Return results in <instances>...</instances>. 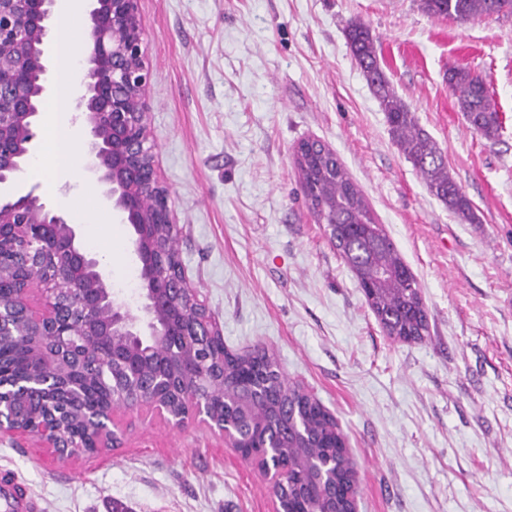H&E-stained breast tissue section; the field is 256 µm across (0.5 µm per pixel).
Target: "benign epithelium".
<instances>
[{
  "label": "benign epithelium",
  "instance_id": "obj_1",
  "mask_svg": "<svg viewBox=\"0 0 512 512\" xmlns=\"http://www.w3.org/2000/svg\"><path fill=\"white\" fill-rule=\"evenodd\" d=\"M56 0H0V186L27 166L40 136L42 103L52 90L51 36ZM90 48L78 71L75 107L84 131V166L104 186L103 200L132 228L131 244L143 274L141 315L112 295L108 273L81 241L78 225L53 211L34 191L0 200V345L24 353L32 377L22 386L0 384V441H29L51 448L59 460L112 448V398L86 404L81 440L70 420L51 405L83 395V378L103 362L118 363L114 336L181 337L157 363L155 384L178 387L187 397L205 379L191 369L193 350L224 341L200 291L187 280L181 260L165 245L163 228L178 229L167 189L160 183L149 141L143 27L138 0H87ZM40 306L25 303L34 287ZM98 344L87 355L72 337ZM168 423L208 424L273 489L276 512L288 486V458L260 446L224 422V409L190 401L183 412L163 397L150 403Z\"/></svg>",
  "mask_w": 512,
  "mask_h": 512
}]
</instances>
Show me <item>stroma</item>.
Wrapping results in <instances>:
<instances>
[{
  "label": "stroma",
  "instance_id": "stroma-1",
  "mask_svg": "<svg viewBox=\"0 0 512 512\" xmlns=\"http://www.w3.org/2000/svg\"><path fill=\"white\" fill-rule=\"evenodd\" d=\"M150 69L148 127L179 225L187 278L225 346L260 347L336 417L359 465V512H512V15L459 23L421 0H139ZM359 21L398 95L472 200L468 224L429 194L394 144L347 45ZM483 77L502 128L473 131L449 67ZM328 145L418 279L429 334L384 333L309 208L298 144ZM36 190L75 219L112 289L139 309L131 228L76 167ZM125 435L96 457L0 442V467L43 512H272L266 481L208 427L149 408L115 412Z\"/></svg>",
  "mask_w": 512,
  "mask_h": 512
}]
</instances>
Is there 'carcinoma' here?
<instances>
[{
    "mask_svg": "<svg viewBox=\"0 0 512 512\" xmlns=\"http://www.w3.org/2000/svg\"><path fill=\"white\" fill-rule=\"evenodd\" d=\"M424 11L436 18L468 21L492 14L512 13V0H422ZM347 41L353 57L363 70L368 84L385 113L393 140L425 179L428 192L450 212L470 224L478 221L473 204L459 187L448 169V163L430 135L419 127L415 114L396 93L382 70L369 27L354 21L347 28ZM448 84L457 93L460 110L470 127L488 141H495L500 130L499 112L491 103L487 84L471 71L448 68ZM296 160L302 188L309 207L319 223L326 225L329 240L354 273L368 304L386 334L398 341L421 340L429 333L428 313L421 286L403 262L383 225L376 218L359 187L353 182L337 156L318 141L300 144ZM152 347L125 345L129 359L137 365V388L141 397L153 398L149 392L153 367L145 351ZM23 369L21 352L12 348L0 350V376L11 380ZM91 395L106 397L117 386L112 370L105 368L85 379ZM252 392V416L255 430L273 429L280 448L288 458H336V482L345 480L349 463L342 454L345 446L337 420L309 403L307 396L287 384L276 361L264 358L261 368L246 362H225L224 388L206 391L210 397L224 393L227 416L234 422L247 424L232 405L241 390ZM297 405L293 418L277 416L273 406L281 395ZM307 473L299 470L291 476L288 495L284 496L287 512H326L345 504L329 500V493L305 494Z\"/></svg>",
    "mask_w": 512,
    "mask_h": 512,
    "instance_id": "cac0c4a2",
    "label": "carcinoma"
}]
</instances>
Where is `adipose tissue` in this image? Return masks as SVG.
<instances>
[{
  "label": "adipose tissue",
  "mask_w": 512,
  "mask_h": 512,
  "mask_svg": "<svg viewBox=\"0 0 512 512\" xmlns=\"http://www.w3.org/2000/svg\"><path fill=\"white\" fill-rule=\"evenodd\" d=\"M73 84L70 74H62L43 114L45 130L49 136L52 160L35 158L33 165L49 177L69 172L79 158L77 127L72 120L71 100Z\"/></svg>",
  "instance_id": "1"
}]
</instances>
